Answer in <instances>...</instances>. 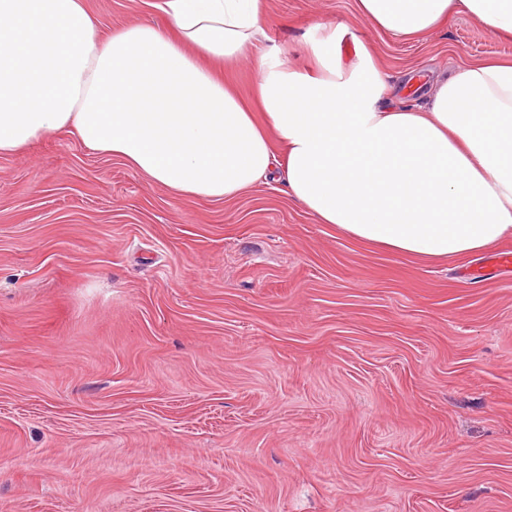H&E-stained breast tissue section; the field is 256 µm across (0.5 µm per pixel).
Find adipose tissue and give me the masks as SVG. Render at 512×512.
<instances>
[{
	"label": "adipose tissue",
	"mask_w": 512,
	"mask_h": 512,
	"mask_svg": "<svg viewBox=\"0 0 512 512\" xmlns=\"http://www.w3.org/2000/svg\"><path fill=\"white\" fill-rule=\"evenodd\" d=\"M169 29L100 36L84 0H0V156L69 130L175 195L236 197L270 177L272 139L290 195L319 223L425 262L512 238V59L436 79L424 103L383 106L373 48L344 62L345 22L310 47L306 71L259 52L263 0H154ZM397 40L463 14L512 38V0H357ZM256 58L244 101L211 62Z\"/></svg>",
	"instance_id": "ef3b65f1"
}]
</instances>
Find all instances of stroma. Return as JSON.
<instances>
[{
	"instance_id": "stroma-1",
	"label": "stroma",
	"mask_w": 512,
	"mask_h": 512,
	"mask_svg": "<svg viewBox=\"0 0 512 512\" xmlns=\"http://www.w3.org/2000/svg\"><path fill=\"white\" fill-rule=\"evenodd\" d=\"M85 0L100 33L168 27ZM357 0H265L303 66L342 20L385 100L512 41L404 42ZM320 224L284 176L177 197L64 131L0 156V512H512V270Z\"/></svg>"
}]
</instances>
